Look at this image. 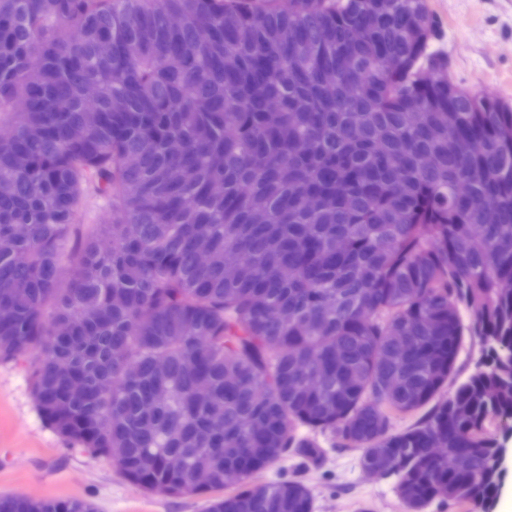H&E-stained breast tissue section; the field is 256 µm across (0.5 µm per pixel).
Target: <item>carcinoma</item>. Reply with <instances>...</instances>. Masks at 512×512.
<instances>
[{"instance_id":"carcinoma-1","label":"carcinoma","mask_w":512,"mask_h":512,"mask_svg":"<svg viewBox=\"0 0 512 512\" xmlns=\"http://www.w3.org/2000/svg\"><path fill=\"white\" fill-rule=\"evenodd\" d=\"M437 39L424 0H0V362L32 357L69 445L150 493L235 488L205 512H312L306 484L250 479L316 434L406 512L489 505L512 106L455 84ZM89 194L112 223L84 224ZM481 356V346L477 341L466 339L457 360L459 379L463 380L472 370L474 363Z\"/></svg>"}]
</instances>
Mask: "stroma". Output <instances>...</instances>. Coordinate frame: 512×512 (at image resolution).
Instances as JSON below:
<instances>
[{"label": "stroma", "instance_id": "35a3bbf8", "mask_svg": "<svg viewBox=\"0 0 512 512\" xmlns=\"http://www.w3.org/2000/svg\"><path fill=\"white\" fill-rule=\"evenodd\" d=\"M439 29L448 74L468 89L512 103V0H425ZM319 460L288 453L253 475L255 485L298 480L312 491L314 512H405L391 478L368 475L360 452L327 436ZM0 493L79 498L96 512H202L201 496L169 498L128 483L104 459L70 446L41 418L29 385V359L0 363Z\"/></svg>", "mask_w": 512, "mask_h": 512}]
</instances>
